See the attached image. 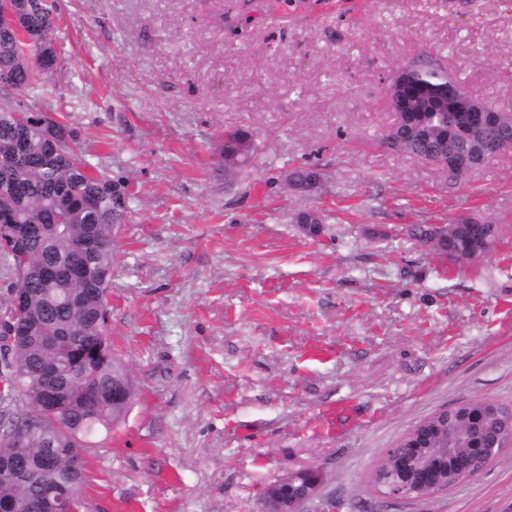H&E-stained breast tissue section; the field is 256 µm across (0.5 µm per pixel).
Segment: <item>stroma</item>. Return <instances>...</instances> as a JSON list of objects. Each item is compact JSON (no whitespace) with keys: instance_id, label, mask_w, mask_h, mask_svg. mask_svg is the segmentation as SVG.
Masks as SVG:
<instances>
[{"instance_id":"obj_1","label":"stroma","mask_w":512,"mask_h":512,"mask_svg":"<svg viewBox=\"0 0 512 512\" xmlns=\"http://www.w3.org/2000/svg\"><path fill=\"white\" fill-rule=\"evenodd\" d=\"M68 113L128 185L113 231L108 337L134 398L85 453L81 512H259L322 467L305 512H512V449L426 498L372 474L417 421L512 404V152L458 182L381 146L387 80L438 56L471 94L512 101V0H53ZM257 162L228 176L224 131ZM318 165L324 190L285 176ZM330 212L309 235L299 211ZM500 227L448 261L415 225ZM301 474L314 472L316 478L297 487L301 482L293 479L279 480L270 484L261 503L262 512H303L304 506L315 499L325 481V473L321 467H307L297 471Z\"/></svg>"}]
</instances>
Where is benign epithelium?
Returning a JSON list of instances; mask_svg holds the SVG:
<instances>
[{
    "instance_id": "obj_1",
    "label": "benign epithelium",
    "mask_w": 512,
    "mask_h": 512,
    "mask_svg": "<svg viewBox=\"0 0 512 512\" xmlns=\"http://www.w3.org/2000/svg\"><path fill=\"white\" fill-rule=\"evenodd\" d=\"M415 67L402 66L388 77L387 102L395 122L388 134L401 139L418 132L407 123L410 101L424 97L428 88L412 84ZM441 99L448 112L461 127L469 143L467 156L455 154L440 163V169L451 179H458L474 170V162L495 154L512 152V106L497 104L470 94L450 79L441 88ZM289 187L300 195L320 191L324 185L322 170L313 166L301 181L287 180ZM448 421V409L442 408L414 424L398 441L410 456L400 458L388 452L384 463L391 464L395 474L392 487L384 493L393 497L423 498L443 493L460 481L480 474L504 448L512 447V419L500 422V436L491 444L470 445L464 455L456 448L459 439L448 436L437 422ZM315 473L316 478L297 486L292 479L270 484L263 496L261 512H303L304 506L315 499L325 481L320 467H307L301 474Z\"/></svg>"
}]
</instances>
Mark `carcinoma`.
Instances as JSON below:
<instances>
[{
  "label": "carcinoma",
  "mask_w": 512,
  "mask_h": 512,
  "mask_svg": "<svg viewBox=\"0 0 512 512\" xmlns=\"http://www.w3.org/2000/svg\"><path fill=\"white\" fill-rule=\"evenodd\" d=\"M18 24L0 23V72L13 74L0 85V215L18 223H0V257L10 273L8 297L0 323V403L25 398L30 411L8 419L9 425L31 423L35 439L7 440L0 426V463L28 469L24 477L0 476V503H39L38 512H79L84 483L83 453L98 427L120 419L133 399L127 366L107 337V293L112 277V229L127 208L123 179L89 159L66 117L44 115L34 102L44 93V75L57 68L42 55L57 58L53 47L55 15L48 0H11ZM416 80L431 87L446 82L447 71L427 55L415 60ZM26 113L30 159L12 155L20 132L17 114ZM241 129L224 131L225 148L244 151L246 163L232 160L224 172L246 171L255 158L252 143L238 141ZM382 145L435 164L444 155L465 153V146L437 125L428 138L416 136ZM479 236L493 249L495 224H465L462 230L436 237L435 228L417 227L413 237L429 243L441 256L467 259V240ZM55 392L59 407L46 411V394ZM497 418L469 415L448 418V432L489 441ZM57 454V465H40L43 441Z\"/></svg>",
  "instance_id": "1"
}]
</instances>
